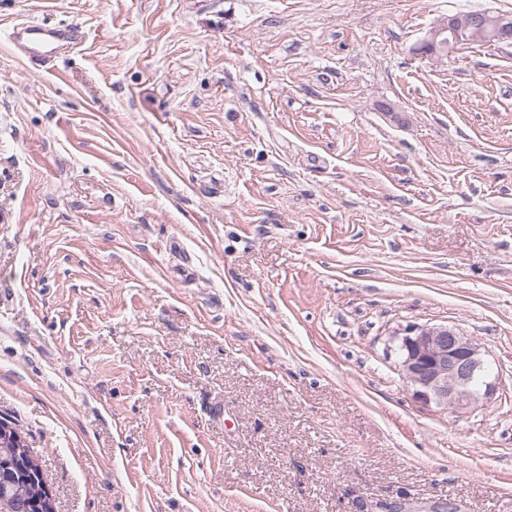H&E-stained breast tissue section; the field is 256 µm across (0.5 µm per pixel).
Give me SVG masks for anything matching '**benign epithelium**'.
<instances>
[{
	"label": "benign epithelium",
	"instance_id": "7a95c632",
	"mask_svg": "<svg viewBox=\"0 0 512 512\" xmlns=\"http://www.w3.org/2000/svg\"><path fill=\"white\" fill-rule=\"evenodd\" d=\"M484 39L512 41V16L470 11L443 17L430 28L416 53L441 58L452 44ZM390 350L396 354L413 396L425 404L463 415L494 390V382L486 380L481 344L453 327L409 324L396 331ZM26 444L13 423L0 419V453L11 460L0 470V487L10 489L18 473H24L32 493L28 508L45 512L53 507L52 496L41 481L38 461L26 452Z\"/></svg>",
	"mask_w": 512,
	"mask_h": 512
}]
</instances>
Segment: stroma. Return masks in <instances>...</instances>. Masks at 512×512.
Returning a JSON list of instances; mask_svg holds the SVG:
<instances>
[{"label":"stroma","mask_w":512,"mask_h":512,"mask_svg":"<svg viewBox=\"0 0 512 512\" xmlns=\"http://www.w3.org/2000/svg\"><path fill=\"white\" fill-rule=\"evenodd\" d=\"M471 10L0 0V418L56 512H512V45L415 52ZM409 323L494 396L416 400ZM79 31L59 29L39 24L25 23L13 28V44L29 58L40 62L58 59L69 44L75 45L79 40ZM393 336L390 351L420 402L463 415L493 392L494 382L486 380L483 348L474 338L442 324H409Z\"/></svg>","instance_id":"35a3bbf8"}]
</instances>
